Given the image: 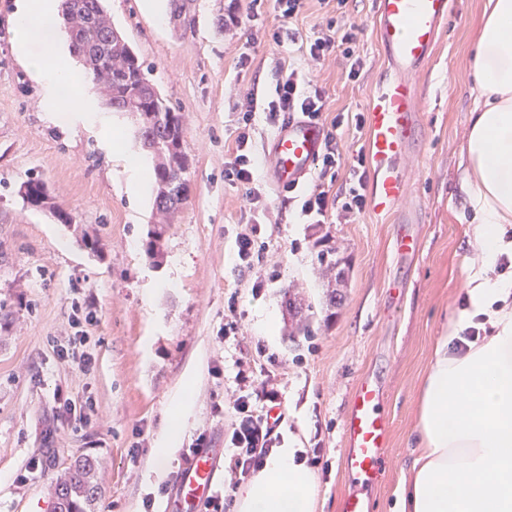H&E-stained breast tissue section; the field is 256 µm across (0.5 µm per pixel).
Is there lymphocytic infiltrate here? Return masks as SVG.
I'll list each match as a JSON object with an SVG mask.
<instances>
[{"instance_id":"lymphocytic-infiltrate-1","label":"lymphocytic infiltrate","mask_w":512,"mask_h":512,"mask_svg":"<svg viewBox=\"0 0 512 512\" xmlns=\"http://www.w3.org/2000/svg\"><path fill=\"white\" fill-rule=\"evenodd\" d=\"M362 30V23L355 19L340 24L334 19H327L326 23L320 24L314 31L309 43L311 60L318 62L333 53H341L350 61L349 77H358L363 62L355 54V44ZM325 112L324 90L317 86L306 91L301 90L299 74L294 69L280 76L275 92L264 108L267 123L274 127L282 126L288 117L296 114L319 123L332 122L333 129L343 124V115H336L329 120L326 119ZM242 120L243 124L235 138L232 158L224 164V178L244 187L249 209L255 212L264 208L266 195L264 189L254 183L249 127L251 112H244ZM333 129L325 134L319 159L320 179L309 191L303 193L301 212L320 223L333 218L348 224L362 213L366 204L365 156L361 153L356 155L349 182L344 188L335 189L328 175L341 167L344 157ZM260 234V225L254 223L236 237L238 265L245 272L254 275L253 287L257 290L263 285L268 266L266 247L258 242ZM235 365L236 388L232 401L235 424L229 437L233 449L229 477L225 479L222 491L209 496L207 512H229L239 484L260 469L278 441V423L272 419L271 412L275 407L281 406L282 393L275 373L268 367H256L241 358L236 359Z\"/></svg>"}]
</instances>
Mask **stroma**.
I'll return each mask as SVG.
<instances>
[{"label":"stroma","instance_id":"1","mask_svg":"<svg viewBox=\"0 0 512 512\" xmlns=\"http://www.w3.org/2000/svg\"><path fill=\"white\" fill-rule=\"evenodd\" d=\"M233 1L248 10L249 0H193L195 22L185 28L158 22L141 0H102L149 80L182 115L189 195L170 223L158 225L153 195L131 211L114 183V160L88 131L42 111L39 87L11 41L17 0H0V512H41L54 478L84 454L99 463L97 512H145L148 496L162 504L199 432L211 447L228 448L234 362L244 356L263 364L259 344L279 358L281 446L320 455L316 512H341L352 488L342 464L347 402L364 374L379 378L391 432L373 512H394L418 447V401L434 346L466 295L474 213L464 202L465 132L479 96L471 51L486 0H452L435 55L417 76L421 137L403 165L409 190L401 204L418 219L411 230L420 250L410 261L392 253V219L371 210L349 224L305 222L299 200L271 179L267 145L275 130L261 108L278 72L292 67L323 88L329 116L366 112L385 76L377 0H345L335 14L363 23V70L355 79L344 57L319 65L309 57L306 39L325 15L318 0H307L294 20L301 39L290 45L267 34L276 23L270 0L257 21L225 25ZM249 96L260 105L250 130L254 177L267 193L255 214L244 210L243 187L224 179ZM33 177L98 240V250L26 204L21 188ZM253 219L279 262L277 278L258 292L235 261L236 236ZM61 236L70 251L58 249ZM330 259L339 272L327 270ZM395 279L404 288L392 303L387 284ZM233 294L246 312L247 338L238 346L221 337ZM76 304L92 322L73 327ZM80 329L95 360L87 375L56 354ZM58 391L92 399L84 421L61 415ZM174 409L181 432L169 447L164 426ZM162 447L167 457L159 456ZM34 459L41 474L23 479Z\"/></svg>","mask_w":512,"mask_h":512}]
</instances>
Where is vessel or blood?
<instances>
[{
	"mask_svg": "<svg viewBox=\"0 0 512 512\" xmlns=\"http://www.w3.org/2000/svg\"><path fill=\"white\" fill-rule=\"evenodd\" d=\"M451 0H378L377 36L389 76L366 114L368 159L372 171L370 207L379 216L396 215L407 194L403 163L421 132L422 92L414 76L432 60L448 18ZM321 125L292 117L269 143L274 181L282 187L300 185L311 174L323 147ZM381 387L371 378L356 385L345 415L342 451L345 472L357 485L342 501V512H370L367 494L379 478L380 461L389 446L390 423L380 411ZM219 456L213 449L194 454L183 468L176 493L161 512H199L217 481Z\"/></svg>",
	"mask_w": 512,
	"mask_h": 512,
	"instance_id": "b4317fda",
	"label": "vessel or blood"
}]
</instances>
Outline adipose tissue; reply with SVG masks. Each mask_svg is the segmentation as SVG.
I'll use <instances>...</instances> for the list:
<instances>
[{"label":"adipose tissue","mask_w":512,"mask_h":512,"mask_svg":"<svg viewBox=\"0 0 512 512\" xmlns=\"http://www.w3.org/2000/svg\"><path fill=\"white\" fill-rule=\"evenodd\" d=\"M62 24L58 0H18L14 49L43 87L44 111L66 108L71 122H103L93 99L77 101L67 53L36 48ZM471 69L482 102L466 133L468 202L477 219L467 305L435 345L418 404L422 446L397 512H512V274L496 269L501 254H512V239L505 236L512 224V0H488ZM112 154L123 163L131 203H138L150 169L122 141L113 142ZM480 318L489 336L454 351L453 340ZM296 455V449L280 448L268 456L235 512H316V475Z\"/></svg>","instance_id":"adipose-tissue-1"}]
</instances>
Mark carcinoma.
Wrapping results in <instances>:
<instances>
[{"mask_svg": "<svg viewBox=\"0 0 512 512\" xmlns=\"http://www.w3.org/2000/svg\"><path fill=\"white\" fill-rule=\"evenodd\" d=\"M101 0H63V14L72 49L80 57L84 75L101 89L106 103L120 112H132L139 120V133L150 150L164 151L156 159L155 206L164 216L175 210L186 197L188 155L184 147L181 115L163 104L165 121H152L150 82L137 56L126 43L112 37V25L100 8ZM23 198L35 209L47 210L61 224L74 223L73 215L52 201L46 184L39 178L24 184ZM101 494L98 463L81 456L59 475L53 484V512H94Z\"/></svg>", "mask_w": 512, "mask_h": 512, "instance_id": "1", "label": "carcinoma"}]
</instances>
